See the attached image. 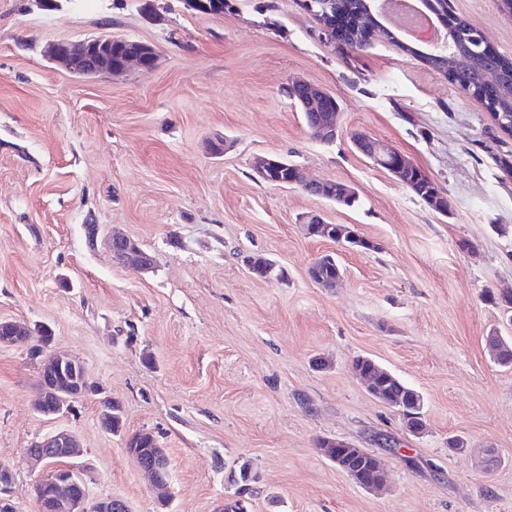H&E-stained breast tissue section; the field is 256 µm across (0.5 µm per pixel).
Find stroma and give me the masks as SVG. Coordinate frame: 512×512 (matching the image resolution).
Returning <instances> with one entry per match:
<instances>
[{"mask_svg":"<svg viewBox=\"0 0 512 512\" xmlns=\"http://www.w3.org/2000/svg\"><path fill=\"white\" fill-rule=\"evenodd\" d=\"M449 8L512 57L503 0ZM100 36L150 46L155 66L80 77L45 55ZM296 78L339 101L333 143L310 136L286 95ZM358 132L421 167L447 214L362 155ZM219 137L229 147L215 156ZM507 152L512 134L442 74L396 43L340 54L300 0H234L221 14L185 0L51 12L0 0V320L49 327L50 352L103 390L47 418L28 344H0V461L16 468L17 512H36L25 452L57 428L81 440L91 500L131 512H217L245 462L258 477L250 512H512V368L486 345L512 325L483 299L512 291V173L496 163ZM259 155L345 183L358 202L259 182ZM311 215L377 250L307 235ZM115 229L156 256L151 272L113 259ZM325 254L343 269L333 288L308 274ZM258 256L284 278L253 276ZM359 357L421 393V434L367 392ZM104 395L122 405V434L100 426ZM142 430L170 460L164 505L125 447ZM323 437L380 456L388 487L358 486ZM317 446L325 456H328L327 458L331 462H333L338 469H340V467H341L342 469H340V470L346 471L344 469V466L341 465L337 459H332L329 457H334L335 455H337V456H341V458L343 459L347 455H349L352 451H354V449L351 446H349L348 442H346L345 440H341V439L321 438L318 440ZM346 473L351 477L349 472L346 471Z\"/></svg>","mask_w":512,"mask_h":512,"instance_id":"35a3bbf8","label":"stroma"}]
</instances>
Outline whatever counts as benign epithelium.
I'll return each instance as SVG.
<instances>
[{
    "mask_svg": "<svg viewBox=\"0 0 512 512\" xmlns=\"http://www.w3.org/2000/svg\"><path fill=\"white\" fill-rule=\"evenodd\" d=\"M369 13L373 25L366 28L355 24L347 25V20L340 12L329 18L325 24L328 32L340 35L349 31L351 41L357 45L367 46L375 40H385L395 32L384 25L377 10V0H362ZM408 42L402 48L410 49L421 62L429 58L448 60L450 46L433 39L426 40L414 32L407 35ZM112 39L97 37L86 39L78 44H66V51L53 52L50 58L66 62L70 71L100 74L103 71L121 73L135 65L146 67V63H154V59L146 60L138 51L127 54L120 68L112 66ZM287 89L300 90V102L304 110L313 113L308 124L312 136L322 143H331L336 139L340 113L335 111V98L325 91L319 90L300 80L287 84ZM357 149L371 159L379 167L394 176L403 174L414 166L405 155L388 147L380 141L363 134L355 136ZM252 170L255 179L276 185L294 186L305 192L322 194L326 190V181H313L304 178L298 165L282 159L258 157L254 160ZM287 172V179H280L281 172ZM116 261L149 271L156 264V257L145 252L137 242L121 234L113 233L110 238ZM76 358L68 355L51 354L42 361L41 393L37 403V411H53L58 415L70 407L71 401L89 393H97L95 386L89 381L85 368L74 370V377L69 379L70 387L60 388L50 383L53 375L60 376L68 364H75ZM83 455L77 437L68 430H54L36 441V445L26 453V462L32 468H41L35 485L37 512H130L127 503L120 499L105 498L88 504L86 480L83 469L75 464V459ZM138 468L155 484L165 485L169 476L170 461L164 449H159L152 462L137 463ZM15 480L13 465L0 462V512H14L16 507L12 500V486Z\"/></svg>",
    "mask_w": 512,
    "mask_h": 512,
    "instance_id": "benign-epithelium-1",
    "label": "benign epithelium"
}]
</instances>
